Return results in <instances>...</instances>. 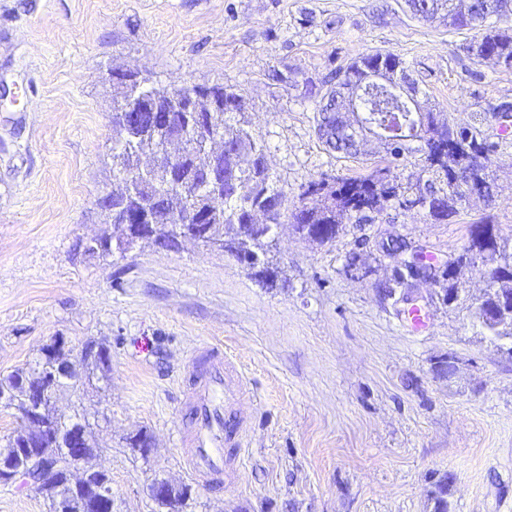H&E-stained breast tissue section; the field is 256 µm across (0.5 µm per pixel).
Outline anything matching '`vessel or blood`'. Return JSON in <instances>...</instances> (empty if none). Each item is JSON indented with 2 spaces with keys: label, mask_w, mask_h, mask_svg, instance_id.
Returning a JSON list of instances; mask_svg holds the SVG:
<instances>
[{
  "label": "vessel or blood",
  "mask_w": 512,
  "mask_h": 512,
  "mask_svg": "<svg viewBox=\"0 0 512 512\" xmlns=\"http://www.w3.org/2000/svg\"><path fill=\"white\" fill-rule=\"evenodd\" d=\"M206 368L193 373L184 391L192 409L191 428L179 436L186 472L204 484L228 478L230 454H241L248 432L236 410L248 394L247 380L221 347L204 348Z\"/></svg>",
  "instance_id": "obj_1"
}]
</instances>
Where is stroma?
<instances>
[{
  "label": "stroma",
  "mask_w": 512,
  "mask_h": 512,
  "mask_svg": "<svg viewBox=\"0 0 512 512\" xmlns=\"http://www.w3.org/2000/svg\"><path fill=\"white\" fill-rule=\"evenodd\" d=\"M479 38L415 18L404 0H0V375L57 338L76 354L108 347L109 371L56 407L86 425L112 512H168L149 494L158 479L187 487L179 512H432L443 476L450 512H512V350L475 317L480 272L466 271L452 304L418 282L429 327L416 330L383 293L390 260L356 246L392 231L444 261L486 217L512 238V127L492 117L512 103V70L472 55ZM376 52L403 59L424 110L499 143L494 199L468 198L445 221L393 203L376 223L306 242L291 219L303 185L367 174L386 156L372 135L358 155L335 152L317 127L337 71ZM119 65L244 102L283 193L282 280L189 241L115 264L84 255L105 230ZM205 343L249 379L248 446L219 487L186 475L176 442L188 422L178 376ZM447 355L455 374L433 372Z\"/></svg>",
  "instance_id": "stroma-1"
}]
</instances>
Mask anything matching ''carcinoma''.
<instances>
[{
	"label": "carcinoma",
	"instance_id": "cac0c4a2",
	"mask_svg": "<svg viewBox=\"0 0 512 512\" xmlns=\"http://www.w3.org/2000/svg\"><path fill=\"white\" fill-rule=\"evenodd\" d=\"M412 14L424 21L440 19L449 27L456 29L485 28L478 41L477 51L487 59H494L506 69H512V41L500 36L491 27H485L491 18L501 20L512 17V0H406ZM385 67L403 75L408 74L405 62L393 53H374L360 57L344 71L336 74V83L347 84L363 80L367 70ZM189 85L163 86L143 79L142 93L148 97L150 108L165 111L181 95L187 92ZM198 107L209 114L211 130L230 141L233 153L224 156V199L217 200L211 195V188L203 181L195 183L193 196L183 195L173 189L160 194L163 177L157 175L141 182L140 195L151 197L160 195L158 205V223L153 225L152 236L143 239L140 249L151 247L160 239H166L172 232L168 221L177 212L199 208L209 212L210 220L197 229L195 224L179 226L181 239H189L208 249L215 245L223 246L241 262L255 268L262 267L259 274L264 277H278V270L269 260L271 240L259 235L256 226L262 224L263 210L267 204L283 193L270 184L266 164L265 146L249 130V122L242 111L238 96L224 90L222 86L200 85ZM363 109L372 124L392 137L415 140L428 134L436 135L438 130H421L418 113L401 96H386L380 92L371 93L364 101ZM112 171L118 187L109 190L108 202L101 206L102 223L112 225V243L122 240L129 228L113 223V208L126 204L129 210L138 209L134 198L125 197L123 180L139 171L141 155L157 149L163 141L172 142L180 137L181 125L170 124L166 128L157 127L149 122L138 128L127 127L119 117H113ZM409 147L400 146L398 152L387 150L384 166L376 167L371 173L350 178L323 177L310 181L299 195V205L292 213L296 232L310 243L324 245L336 239L345 230V221L355 224H373L391 201L405 197L406 188L391 175V170L399 167L405 159ZM485 154L484 163L478 168L481 178H486V170L496 145L484 141L481 132L475 128L461 130L454 145L433 160L430 152H423L424 171L432 175L427 187L417 189L415 197L419 208L428 210L431 217L445 220L458 211V204L465 198V190L453 183L452 174L461 170V166L471 154ZM211 153L191 151L177 166L174 179L194 177L200 171L211 167ZM315 199L308 205L307 199ZM491 257L500 266L503 288H512V251L508 241L500 239H479L470 236L467 245L455 253L456 287L462 269L472 268L476 262ZM58 437L48 441L50 448H63L67 435L73 427L86 429L79 422L57 421ZM42 496L48 501L65 499L68 512H83L82 497L74 495L63 485H56Z\"/></svg>",
	"mask_w": 512,
	"mask_h": 512
}]
</instances>
